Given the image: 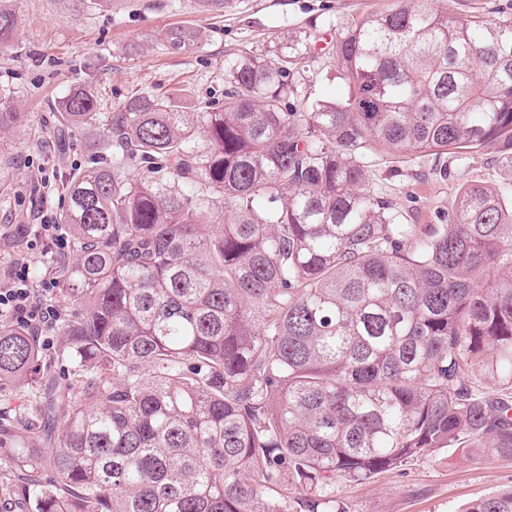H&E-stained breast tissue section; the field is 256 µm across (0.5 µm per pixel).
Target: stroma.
<instances>
[{
    "instance_id": "stroma-1",
    "label": "stroma",
    "mask_w": 512,
    "mask_h": 512,
    "mask_svg": "<svg viewBox=\"0 0 512 512\" xmlns=\"http://www.w3.org/2000/svg\"><path fill=\"white\" fill-rule=\"evenodd\" d=\"M395 0H226L223 9L202 10L197 0H10L17 41L0 48V108L24 120L0 132V279L24 260L35 280L49 277L55 249L39 241L40 212L59 214V187L88 164L84 134L61 130L62 101L80 86L91 87L104 118L131 97H159L191 87L185 112L221 107L229 83L224 60L254 52L278 61L288 46H310V66L294 74L287 101L302 108L315 101L344 100L349 88L336 68L330 45L353 21L392 7ZM451 15L475 14L512 21V0H437ZM174 28L203 34L199 48L175 52L165 35ZM376 190L402 208L410 224H442L459 187L478 182L512 189V168L493 148L449 160L448 173L429 176L434 156L398 163L385 154L369 157ZM39 425L23 392L0 400V432L17 442L36 441ZM512 487V458L469 459L448 448L363 483L337 481L336 497L348 512H459L476 498Z\"/></svg>"
}]
</instances>
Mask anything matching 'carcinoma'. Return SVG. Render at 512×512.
Here are the masks:
<instances>
[{
    "instance_id": "carcinoma-1",
    "label": "carcinoma",
    "mask_w": 512,
    "mask_h": 512,
    "mask_svg": "<svg viewBox=\"0 0 512 512\" xmlns=\"http://www.w3.org/2000/svg\"><path fill=\"white\" fill-rule=\"evenodd\" d=\"M16 35L0 4V48ZM332 50L345 100L284 106L307 47L227 58L224 107L134 96L66 178L70 371L31 391L41 447L12 449L34 512H348L338 479L444 448L512 457V206L469 183L448 223L405 224L367 165L373 149L512 160V23L395 0ZM96 108L77 89L61 119L82 130ZM40 366L0 321V389ZM461 512H512V488Z\"/></svg>"
}]
</instances>
